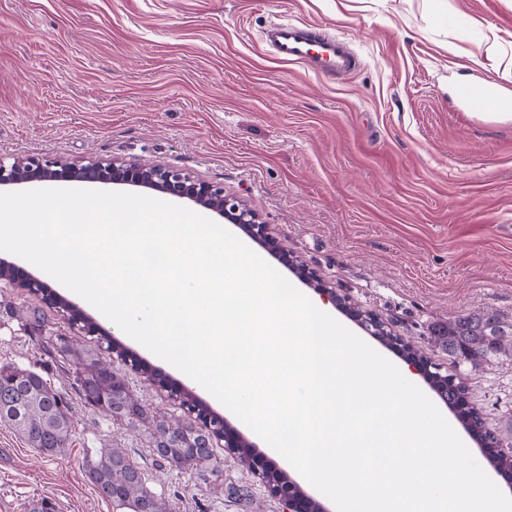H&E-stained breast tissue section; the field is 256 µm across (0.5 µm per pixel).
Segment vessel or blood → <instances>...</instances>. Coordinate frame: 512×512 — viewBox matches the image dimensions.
<instances>
[{
	"mask_svg": "<svg viewBox=\"0 0 512 512\" xmlns=\"http://www.w3.org/2000/svg\"><path fill=\"white\" fill-rule=\"evenodd\" d=\"M265 50L275 59L300 64L319 75L348 76L359 66V57L351 43L316 24L281 19L271 22L262 32ZM459 99L471 110L479 111L485 101L496 98L497 87L487 84L482 92L463 85L457 90Z\"/></svg>",
	"mask_w": 512,
	"mask_h": 512,
	"instance_id": "b4317fda",
	"label": "vessel or blood"
}]
</instances>
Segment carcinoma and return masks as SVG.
Wrapping results in <instances>:
<instances>
[{
	"label": "carcinoma",
	"mask_w": 512,
	"mask_h": 512,
	"mask_svg": "<svg viewBox=\"0 0 512 512\" xmlns=\"http://www.w3.org/2000/svg\"><path fill=\"white\" fill-rule=\"evenodd\" d=\"M434 343L448 353L454 364L477 368L500 357H512V321L490 311L456 316L436 326ZM41 355L55 363L74 380L84 404L112 418L122 426L141 427L147 433L152 455L185 470L211 486L216 495L224 493V460L213 450V441L224 432V418L183 391L182 401L210 413V427L204 433L185 425L165 411L144 403L131 389L125 375L112 367L92 348L80 349L64 337L44 336ZM0 423L14 429L33 448L54 456L65 451L72 436L71 410L43 375L34 368L0 366ZM465 425L480 442L512 447V420L495 434L487 430L480 413L471 411ZM83 467L99 493L119 512H176L168 498L153 492L143 469L127 449L110 444L88 454Z\"/></svg>",
	"instance_id": "cac0c4a2"
}]
</instances>
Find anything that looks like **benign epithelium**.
I'll list each match as a JSON object with an SVG mask.
<instances>
[{
  "mask_svg": "<svg viewBox=\"0 0 512 512\" xmlns=\"http://www.w3.org/2000/svg\"><path fill=\"white\" fill-rule=\"evenodd\" d=\"M40 182H84L101 184H129L164 195L187 199L193 204L210 210L237 225L254 242L275 254L281 263L302 282L331 302L340 310H348L346 298L336 289L328 287L313 270L299 269L288 250L284 249L271 232L269 225L262 223L255 213L247 209L237 198L224 194V187L197 178L166 164H140L124 159H98L83 164L60 160L17 159L13 162L0 160V186L21 185ZM16 288H26L40 294L49 303L58 299L51 285L32 276L13 262L0 261V282ZM350 316L374 337L385 331V325L369 312L357 311ZM410 369L432 384L438 398L445 402L448 384L438 385L426 360L414 354L404 358ZM267 487L283 507V512H306L313 498L293 479L288 482L269 483Z\"/></svg>",
  "mask_w": 512,
  "mask_h": 512,
  "instance_id": "7a95c632",
  "label": "benign epithelium"
}]
</instances>
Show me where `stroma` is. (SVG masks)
Masks as SVG:
<instances>
[{"mask_svg":"<svg viewBox=\"0 0 512 512\" xmlns=\"http://www.w3.org/2000/svg\"><path fill=\"white\" fill-rule=\"evenodd\" d=\"M349 38L361 65L321 76L263 51L269 22ZM512 96V0H0V159L164 163L223 186L294 258L454 374L489 430L512 419V358L453 364L433 327L497 310L512 320V118L466 111L459 83ZM42 311L41 330L15 317ZM66 317L0 285V365L38 368L71 407L49 457L0 424V512L41 496L56 512H114L83 457L118 442L177 512H281L223 447L225 486L156 461L143 430L85 408L40 355Z\"/></svg>","mask_w":512,"mask_h":512,"instance_id":"stroma-1","label":"stroma"}]
</instances>
